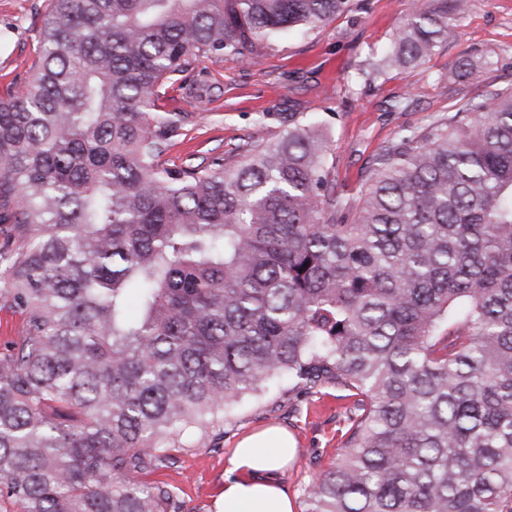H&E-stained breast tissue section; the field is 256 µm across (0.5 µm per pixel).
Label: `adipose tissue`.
Returning a JSON list of instances; mask_svg holds the SVG:
<instances>
[{
	"instance_id": "ef3b65f1",
	"label": "adipose tissue",
	"mask_w": 512,
	"mask_h": 512,
	"mask_svg": "<svg viewBox=\"0 0 512 512\" xmlns=\"http://www.w3.org/2000/svg\"><path fill=\"white\" fill-rule=\"evenodd\" d=\"M295 454L287 429L269 427L241 438L229 459L230 474L217 512H294L288 489L275 480Z\"/></svg>"
}]
</instances>
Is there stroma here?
Listing matches in <instances>:
<instances>
[{"label":"stroma","mask_w":512,"mask_h":512,"mask_svg":"<svg viewBox=\"0 0 512 512\" xmlns=\"http://www.w3.org/2000/svg\"><path fill=\"white\" fill-rule=\"evenodd\" d=\"M427 3L351 0L326 26L263 48L260 64L230 57L192 62L159 101L162 110L190 115L182 135L170 141L166 161L181 166L220 152L238 163L245 144L277 142L289 114L300 112L326 129L339 182L355 192L383 146L427 129L468 99L512 87V0H472L456 37L432 57L367 81L365 69L389 50L396 27ZM48 8L49 0H0V93L27 81ZM462 59L481 66L479 79L461 75L456 64ZM355 412L353 398L336 385L314 393L273 382L226 411L221 426L169 450L146 479L174 488L180 512H215L236 442L279 426L296 441L280 478L294 512H304L305 486L335 462Z\"/></svg>","instance_id":"stroma-1"}]
</instances>
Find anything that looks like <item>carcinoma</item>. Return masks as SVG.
I'll use <instances>...</instances> for the list:
<instances>
[{
  "instance_id": "obj_1",
  "label": "carcinoma",
  "mask_w": 512,
  "mask_h": 512,
  "mask_svg": "<svg viewBox=\"0 0 512 512\" xmlns=\"http://www.w3.org/2000/svg\"><path fill=\"white\" fill-rule=\"evenodd\" d=\"M350 0H50L0 94V252L24 335L0 356V499L16 512H178L139 474L286 379L357 413L305 512H512V90L386 145L354 194L288 115L244 160H163L191 61L259 63ZM471 0L395 29L377 79L454 39Z\"/></svg>"
}]
</instances>
